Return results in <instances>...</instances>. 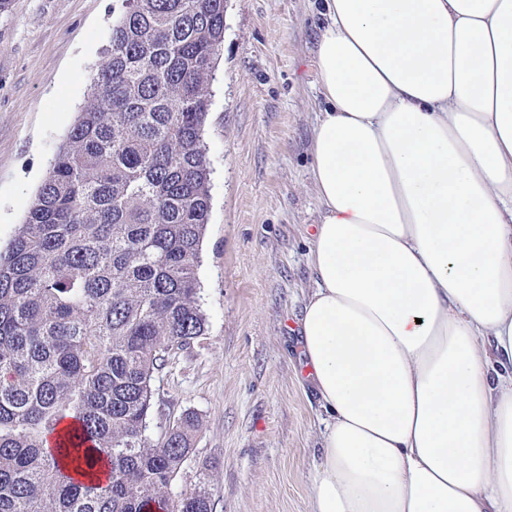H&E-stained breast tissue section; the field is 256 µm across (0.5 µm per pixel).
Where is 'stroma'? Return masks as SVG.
<instances>
[{
	"mask_svg": "<svg viewBox=\"0 0 512 512\" xmlns=\"http://www.w3.org/2000/svg\"><path fill=\"white\" fill-rule=\"evenodd\" d=\"M113 0H7L0 9V244L23 224L86 104ZM322 0H227L205 141L211 212L198 270L204 336L151 381L147 435L185 413L195 453L172 487L207 471L216 512H308L324 411L298 321L319 200L309 179L321 95Z\"/></svg>",
	"mask_w": 512,
	"mask_h": 512,
	"instance_id": "35a3bbf8",
	"label": "stroma"
}]
</instances>
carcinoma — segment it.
<instances>
[{
  "instance_id": "cac0c4a2",
  "label": "carcinoma",
  "mask_w": 512,
  "mask_h": 512,
  "mask_svg": "<svg viewBox=\"0 0 512 512\" xmlns=\"http://www.w3.org/2000/svg\"><path fill=\"white\" fill-rule=\"evenodd\" d=\"M91 99L0 247V512H215L190 413L152 443L151 379L204 335V141L224 0H114ZM74 426L61 430L65 421Z\"/></svg>"
}]
</instances>
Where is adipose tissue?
<instances>
[{"instance_id": "1", "label": "adipose tissue", "mask_w": 512, "mask_h": 512, "mask_svg": "<svg viewBox=\"0 0 512 512\" xmlns=\"http://www.w3.org/2000/svg\"><path fill=\"white\" fill-rule=\"evenodd\" d=\"M309 512H512V0H324Z\"/></svg>"}]
</instances>
